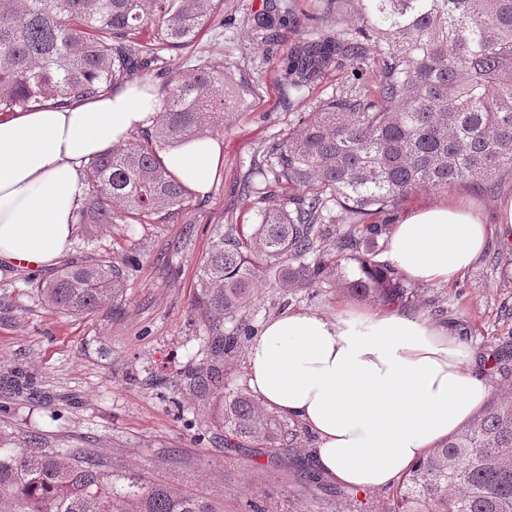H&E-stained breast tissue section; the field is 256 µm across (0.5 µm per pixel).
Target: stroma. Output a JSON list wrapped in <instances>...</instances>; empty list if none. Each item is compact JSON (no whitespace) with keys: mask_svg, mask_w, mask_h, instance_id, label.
I'll use <instances>...</instances> for the list:
<instances>
[{"mask_svg":"<svg viewBox=\"0 0 512 512\" xmlns=\"http://www.w3.org/2000/svg\"><path fill=\"white\" fill-rule=\"evenodd\" d=\"M289 16L277 42L267 41L255 19L267 5ZM318 0H224L193 41L161 53L158 69L178 72L210 61L228 63L240 99L233 117L217 131L224 160L208 195L190 194L183 209L150 224L117 225L88 235L76 226L63 260L41 269L0 261V425L19 435L39 432L51 448H89L111 462L114 474L148 482L178 481L223 512H352V497L365 512H389L391 488L355 492L305 474L313 470L317 438L298 420L285 464L269 465L251 448H228L220 438L199 441L208 430L207 409L178 412L184 381L199 362L197 321L191 303L203 261L219 224H253L257 208L239 192L251 160L262 157L320 100L346 91L353 79L348 61L325 69L293 110L280 102L285 58L294 44L312 40L306 16ZM512 198V178L498 194L456 184L408 196L398 214L448 201L472 205L485 223L495 221L502 200ZM505 246L489 239L486 249L460 278L447 285L418 284L408 314L449 327L478 363L490 394L512 392L494 361L512 355V279L492 261ZM135 256L126 297L114 310L88 316L46 306L36 286L66 263L101 256ZM371 301L321 284L284 290L270 285L239 324L260 333L287 309L335 317L347 308L367 310Z\"/></svg>","mask_w":512,"mask_h":512,"instance_id":"1","label":"stroma"}]
</instances>
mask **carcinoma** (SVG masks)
Wrapping results in <instances>:
<instances>
[{
    "instance_id": "obj_1",
    "label": "carcinoma",
    "mask_w": 512,
    "mask_h": 512,
    "mask_svg": "<svg viewBox=\"0 0 512 512\" xmlns=\"http://www.w3.org/2000/svg\"><path fill=\"white\" fill-rule=\"evenodd\" d=\"M223 0H0V113L67 105L143 75L159 53L195 39ZM357 20L339 27L343 9ZM338 28L286 58L282 105L343 57L359 71L365 45L378 57L372 92L350 90L302 116L260 161L244 197L255 224L215 228L192 304L202 327L198 366L186 391L215 400L211 421L224 445L273 453L293 429L242 388L224 393V358L250 328L224 335L266 275L285 288L334 283L387 305L413 297L406 279L372 260L390 212L411 193L469 183L495 193L512 174V0H323L311 16ZM152 33L150 40L144 32ZM159 116L141 139L112 147L83 170L92 188L77 212L89 230L146 224L184 207L188 189L164 166L163 147L210 136L238 99L230 67L206 64L166 75ZM343 221L337 234L327 226ZM72 315L115 308L127 292L110 260L72 263L37 286ZM0 512H221L168 483L119 485L89 449L48 448L41 437L0 427ZM390 512H512V395H497L401 476Z\"/></svg>"
}]
</instances>
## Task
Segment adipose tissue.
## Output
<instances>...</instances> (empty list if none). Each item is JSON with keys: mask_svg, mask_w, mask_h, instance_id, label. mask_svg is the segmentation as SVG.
<instances>
[{"mask_svg": "<svg viewBox=\"0 0 512 512\" xmlns=\"http://www.w3.org/2000/svg\"><path fill=\"white\" fill-rule=\"evenodd\" d=\"M157 103L154 87L141 82L0 116V260L37 267L65 254L85 194L83 167L153 126ZM161 158L204 195L222 144L182 141ZM492 234L512 244V198L500 202L491 226L459 202L422 208L394 225L389 259L412 282L447 284ZM248 382L265 407L315 433L314 464L324 477L360 490L392 484L488 396L471 353L449 328L383 308L333 318L283 311L249 347Z\"/></svg>", "mask_w": 512, "mask_h": 512, "instance_id": "obj_1", "label": "adipose tissue"}]
</instances>
